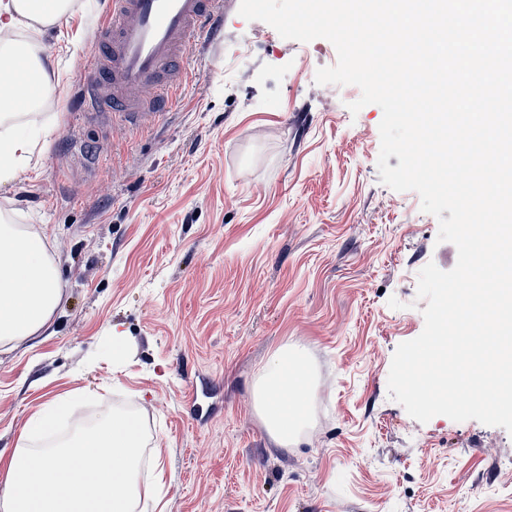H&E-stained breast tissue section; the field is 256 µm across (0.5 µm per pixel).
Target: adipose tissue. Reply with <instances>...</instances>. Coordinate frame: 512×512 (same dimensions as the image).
Masks as SVG:
<instances>
[{"label": "adipose tissue", "instance_id": "ef3b65f1", "mask_svg": "<svg viewBox=\"0 0 512 512\" xmlns=\"http://www.w3.org/2000/svg\"><path fill=\"white\" fill-rule=\"evenodd\" d=\"M67 0H0V31L54 24ZM0 58L13 67L0 82V101L15 103L0 113V180L25 168L32 138L10 132L22 111L54 89L44 65H30L12 45H0ZM62 299L45 226L0 224V345L39 333ZM313 373L305 354L285 346L268 358L256 399L264 423L280 446L292 445L307 424ZM75 397L46 403L25 424L9 455L0 454L5 481L0 512H135L152 497L142 485L139 460L142 428L138 420L104 408L95 425L59 435L74 410Z\"/></svg>", "mask_w": 512, "mask_h": 512}]
</instances>
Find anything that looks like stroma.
Segmentation results:
<instances>
[{
    "mask_svg": "<svg viewBox=\"0 0 512 512\" xmlns=\"http://www.w3.org/2000/svg\"><path fill=\"white\" fill-rule=\"evenodd\" d=\"M228 0L221 35L177 108L128 129L77 106L104 0H71L36 45L61 84L52 130L0 182V219L43 224L62 301L0 346V449L76 394L145 429L147 512H512V434L413 419L388 393L396 347L424 328L417 275L457 249L419 195L380 181V106L319 85L337 52L282 38ZM127 340L123 358L113 334ZM314 372L308 426L280 448L253 389L270 354Z\"/></svg>",
    "mask_w": 512,
    "mask_h": 512,
    "instance_id": "obj_1",
    "label": "stroma"
}]
</instances>
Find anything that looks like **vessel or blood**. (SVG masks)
Listing matches in <instances>:
<instances>
[{
	"instance_id": "1",
	"label": "vessel or blood",
	"mask_w": 512,
	"mask_h": 512,
	"mask_svg": "<svg viewBox=\"0 0 512 512\" xmlns=\"http://www.w3.org/2000/svg\"><path fill=\"white\" fill-rule=\"evenodd\" d=\"M223 18L224 0H110L80 78L86 112L148 126L200 79L192 55L219 36Z\"/></svg>"
}]
</instances>
